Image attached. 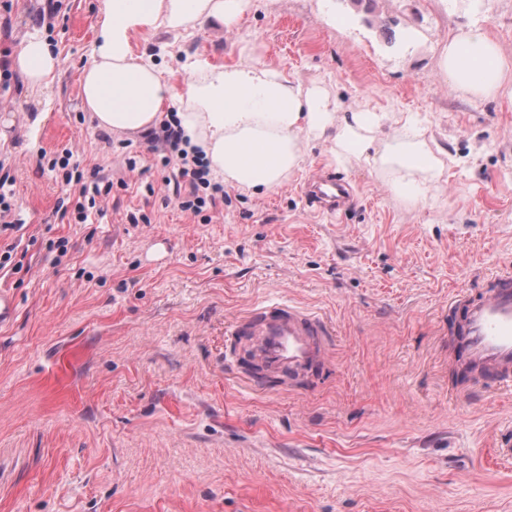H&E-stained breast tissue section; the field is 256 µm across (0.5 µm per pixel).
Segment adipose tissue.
I'll list each match as a JSON object with an SVG mask.
<instances>
[{
    "label": "adipose tissue",
    "mask_w": 512,
    "mask_h": 512,
    "mask_svg": "<svg viewBox=\"0 0 512 512\" xmlns=\"http://www.w3.org/2000/svg\"><path fill=\"white\" fill-rule=\"evenodd\" d=\"M250 0H104L99 42L81 76L83 99L100 128L150 132L167 105L179 114L189 150L206 158L215 180L251 192L276 190L300 165L302 141H328L334 157L373 160L389 172L391 189L416 203L426 199L444 166L427 148L420 127L404 119L384 143L371 148L383 117L368 109L340 121L326 91L303 88L282 71L245 58L212 68L195 61L178 89L151 59L135 54L130 35L138 29L177 33L217 20L232 25ZM29 89L49 87L57 70L50 43L26 33L10 58ZM441 68L449 83L471 96L495 100L512 89V64L479 25L459 29L448 40Z\"/></svg>",
    "instance_id": "adipose-tissue-1"
}]
</instances>
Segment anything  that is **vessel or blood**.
Here are the masks:
<instances>
[{"instance_id":"b4317fda","label":"vessel or blood","mask_w":512,"mask_h":512,"mask_svg":"<svg viewBox=\"0 0 512 512\" xmlns=\"http://www.w3.org/2000/svg\"><path fill=\"white\" fill-rule=\"evenodd\" d=\"M309 202L333 209L350 195L348 182L333 173L311 179ZM232 333L252 339L267 371L288 376L317 372L328 362L327 324L318 314L286 303H263L235 319ZM448 334L460 350L459 369L472 379L512 382V268L484 280L478 292L448 305Z\"/></svg>"}]
</instances>
